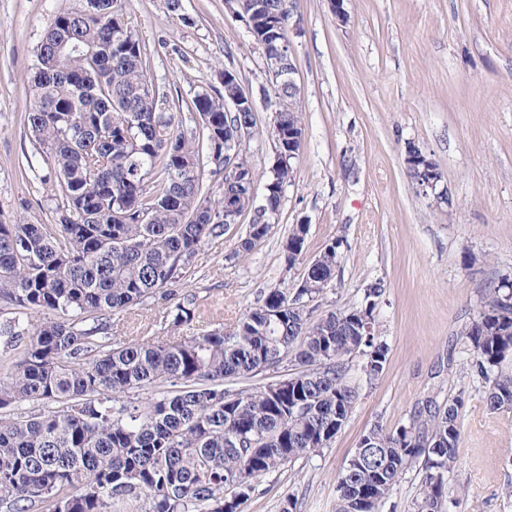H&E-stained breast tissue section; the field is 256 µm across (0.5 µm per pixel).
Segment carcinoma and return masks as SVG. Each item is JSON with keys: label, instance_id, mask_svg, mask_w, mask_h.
I'll return each mask as SVG.
<instances>
[{"label": "carcinoma", "instance_id": "cac0c4a2", "mask_svg": "<svg viewBox=\"0 0 512 512\" xmlns=\"http://www.w3.org/2000/svg\"><path fill=\"white\" fill-rule=\"evenodd\" d=\"M127 0H85L56 14L30 68L23 115L34 154L50 169L27 170L54 203L53 223L0 222V512H114L141 499L142 512H243L262 477L324 448L357 400L346 380L359 354L369 376L382 372L388 346L365 335L383 288L366 305L314 316L331 287L336 240L311 262L295 293L273 288L226 331L219 326L159 340L112 342V315L157 296L170 304L173 330L199 316L182 291L202 245L226 233L224 202L249 212L255 170L238 130L255 128L253 102L239 85L210 86L187 104L155 87ZM237 16L263 44L288 39L290 0H237ZM239 108L228 110L231 100ZM272 137L282 154L267 181L262 224L251 223L232 258L270 233L293 169L288 131L302 133L296 107H275ZM238 149L243 175L224 176V150ZM309 226L288 234L286 260L303 254ZM45 319L30 324L28 315ZM468 339L472 371L489 382L486 404L512 410V297L488 291ZM302 371L253 391L224 380L275 369ZM180 384L142 404L123 399L146 385ZM47 410L28 415L23 404ZM462 402L394 431L371 429L376 473L338 476L340 512H379L413 461L422 463L417 512H439L444 472L457 459Z\"/></svg>", "mask_w": 512, "mask_h": 512}]
</instances>
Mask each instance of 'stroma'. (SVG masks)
I'll return each mask as SVG.
<instances>
[{
	"mask_svg": "<svg viewBox=\"0 0 512 512\" xmlns=\"http://www.w3.org/2000/svg\"><path fill=\"white\" fill-rule=\"evenodd\" d=\"M81 4L0 0V220H52V201L23 170L33 152L22 120L27 73L49 20ZM181 4L176 17L165 0L127 2L154 82L188 102L234 70L255 102L246 151L264 189L274 114L262 52L226 0ZM343 8L344 24L329 0L293 2L288 38L303 139L292 180L270 234L249 255L232 256L242 223L198 251L185 289L201 314L182 332L232 324L270 289L296 291L307 262L341 240L334 285L315 312L361 306L366 288L381 283L373 318L387 363L370 377L353 358L357 401L344 427L327 447L262 478L244 512H338L337 478L362 435L456 397L461 441L441 512H512V410L488 408L466 337L485 289L512 279V0H344ZM410 147L442 172L447 203L419 193L404 161ZM301 223L309 232L290 266L285 244ZM164 312L159 300L143 299L113 315L112 334L169 336ZM421 482L411 464L380 512H416Z\"/></svg>",
	"mask_w": 512,
	"mask_h": 512,
	"instance_id": "1",
	"label": "stroma"
}]
</instances>
